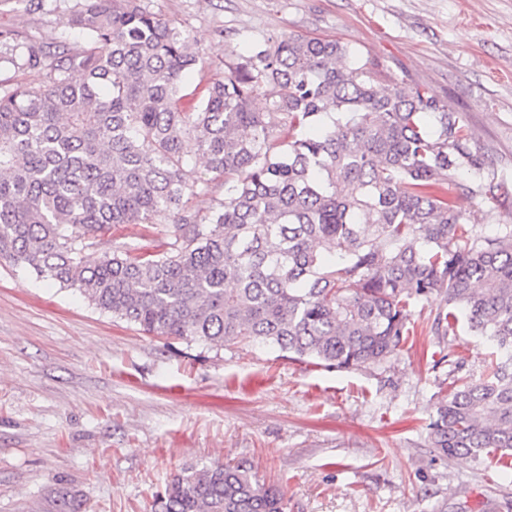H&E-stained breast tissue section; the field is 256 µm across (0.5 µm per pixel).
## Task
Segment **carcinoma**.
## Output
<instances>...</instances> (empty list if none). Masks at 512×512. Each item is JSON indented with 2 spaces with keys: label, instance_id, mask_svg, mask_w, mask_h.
<instances>
[{
  "label": "carcinoma",
  "instance_id": "cac0c4a2",
  "mask_svg": "<svg viewBox=\"0 0 512 512\" xmlns=\"http://www.w3.org/2000/svg\"><path fill=\"white\" fill-rule=\"evenodd\" d=\"M85 43L42 60L49 81L0 95V258L78 290L142 331L273 346L338 371L380 362L411 308L448 297L493 348L491 373L448 394L432 447L512 451V229L486 235L454 199L492 198L504 173L460 113L336 40L281 35L225 66L194 111L179 96L204 57L140 0H86ZM273 84L277 97L255 107ZM232 186L207 221L184 197ZM172 226L168 248L85 251L125 224ZM159 512H285L246 463L187 468ZM83 500L59 492V512Z\"/></svg>",
  "mask_w": 512,
  "mask_h": 512
}]
</instances>
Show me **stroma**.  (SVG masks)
Listing matches in <instances>:
<instances>
[{"label": "stroma", "mask_w": 512, "mask_h": 512, "mask_svg": "<svg viewBox=\"0 0 512 512\" xmlns=\"http://www.w3.org/2000/svg\"><path fill=\"white\" fill-rule=\"evenodd\" d=\"M84 0H0V32L55 51ZM195 39L206 64L184 83L193 108L225 62L288 33L335 39L374 59L380 86L425 87L460 112L506 182L456 205L486 233L512 226V0H140ZM45 70L0 45V93ZM169 225L112 230L88 251L164 250ZM446 294L412 309L414 334L385 360L336 371L270 347L149 336L0 259V512H55L60 487L85 512H157L174 475L246 462L285 512H512V477L432 448L450 392L485 377L490 347L436 325Z\"/></svg>", "instance_id": "1"}]
</instances>
